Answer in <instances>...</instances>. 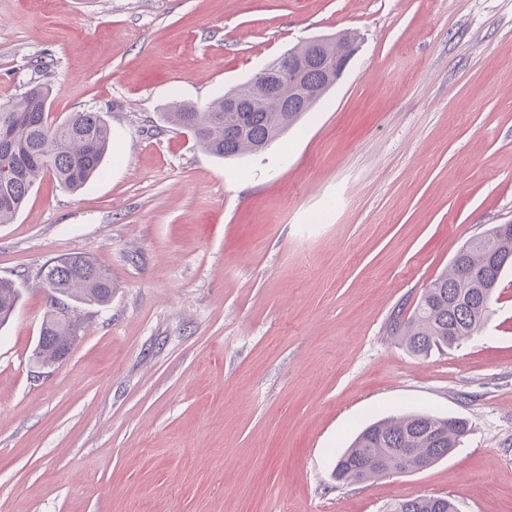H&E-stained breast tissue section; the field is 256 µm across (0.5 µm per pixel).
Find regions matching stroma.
Segmentation results:
<instances>
[{
	"instance_id": "1",
	"label": "stroma",
	"mask_w": 512,
	"mask_h": 512,
	"mask_svg": "<svg viewBox=\"0 0 512 512\" xmlns=\"http://www.w3.org/2000/svg\"><path fill=\"white\" fill-rule=\"evenodd\" d=\"M351 32L342 78L264 152L165 121ZM48 65L54 119L102 113L103 175L52 176L0 224V512H512V273L482 331L416 357L389 332L472 238L512 222V0H0V104ZM112 279L67 359L35 289ZM465 418L447 459L360 484L338 450L405 411ZM38 285L47 295L49 305L35 358L42 364H55L60 352L68 350L65 347L70 337L82 336L85 327L73 309H69V316L60 317L53 311L52 304L60 300V296L88 305L105 304L112 298V280L89 258L69 254L48 263L39 274ZM20 299L17 288L6 280H0V327L4 326L13 316ZM390 512H458L455 502L448 497L420 496L395 502Z\"/></svg>"
}]
</instances>
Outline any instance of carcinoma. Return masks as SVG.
Returning <instances> with one entry per match:
<instances>
[{"instance_id": "1", "label": "carcinoma", "mask_w": 512, "mask_h": 512, "mask_svg": "<svg viewBox=\"0 0 512 512\" xmlns=\"http://www.w3.org/2000/svg\"><path fill=\"white\" fill-rule=\"evenodd\" d=\"M321 97L333 85L326 68L308 74ZM52 90L31 85L22 95L0 105V224H9L25 204L36 183L47 173L59 186L74 192L99 174L112 147V130L99 112H72L51 118ZM244 112L224 111L219 97L200 110L179 105L164 113L172 125L190 131L198 144L218 159L257 154L277 141L313 107V100L250 98ZM512 269V231L494 225L470 240L454 256L449 269L424 289L410 316L393 314L391 334L409 353L425 357L432 350L462 345L484 327L495 288ZM39 288L49 303L62 297L105 304L112 298V280L89 258L69 254L55 258L40 272ZM20 299L15 286L0 280V327L13 316ZM85 332L74 312L60 317L47 309L35 358L53 364L70 337ZM468 431L461 418L429 412L387 417L366 426L341 452L334 477L342 484L360 483L392 472H409L433 465L451 454ZM390 512H458L448 497L420 496L400 500Z\"/></svg>"}]
</instances>
